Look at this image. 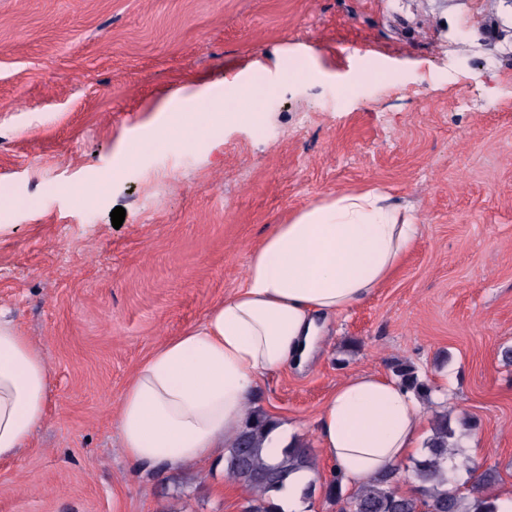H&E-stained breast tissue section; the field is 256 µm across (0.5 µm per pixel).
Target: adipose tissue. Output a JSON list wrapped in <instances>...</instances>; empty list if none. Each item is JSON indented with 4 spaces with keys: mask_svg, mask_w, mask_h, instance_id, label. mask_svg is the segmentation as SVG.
<instances>
[{
    "mask_svg": "<svg viewBox=\"0 0 512 512\" xmlns=\"http://www.w3.org/2000/svg\"><path fill=\"white\" fill-rule=\"evenodd\" d=\"M241 111H225L220 88L201 83L166 98L148 127L151 141L207 125L256 126L247 81ZM415 216L377 188L330 195L273 225L248 259L241 288L197 326L168 338L125 387L116 427L131 462L177 471L225 453L249 410L259 377L302 367L329 316L372 296L414 247ZM51 382L44 354L0 318V462L15 460L44 419ZM425 416L417 396L376 372L348 377L318 419L319 445L344 488L355 489L420 452Z\"/></svg>",
    "mask_w": 512,
    "mask_h": 512,
    "instance_id": "ef3b65f1",
    "label": "adipose tissue"
}]
</instances>
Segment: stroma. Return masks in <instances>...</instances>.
Listing matches in <instances>:
<instances>
[{"label":"stroma","instance_id":"stroma-1","mask_svg":"<svg viewBox=\"0 0 512 512\" xmlns=\"http://www.w3.org/2000/svg\"><path fill=\"white\" fill-rule=\"evenodd\" d=\"M509 43L512 0H0V309L51 372L30 445L0 463V512H244L222 459L133 465L121 394L242 285L272 225L369 188L416 216L417 244L329 319L310 365L261 376L253 406L314 446L347 376L406 360L512 490ZM296 61L318 80L289 77ZM237 74L261 126L142 144L119 168L159 101ZM115 168L94 200L75 194Z\"/></svg>","mask_w":512,"mask_h":512}]
</instances>
